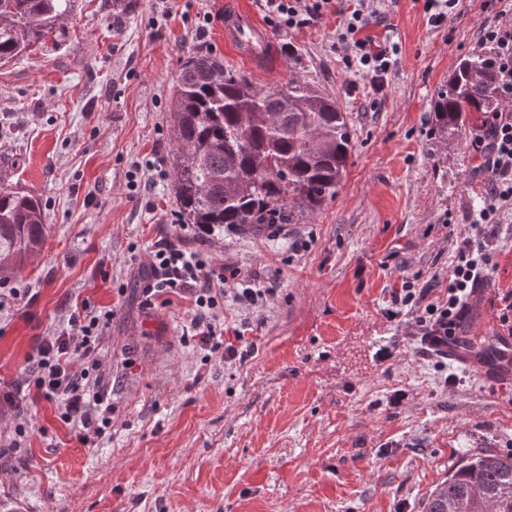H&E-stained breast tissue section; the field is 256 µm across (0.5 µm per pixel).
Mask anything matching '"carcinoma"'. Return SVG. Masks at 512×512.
<instances>
[{
  "label": "carcinoma",
  "instance_id": "obj_1",
  "mask_svg": "<svg viewBox=\"0 0 512 512\" xmlns=\"http://www.w3.org/2000/svg\"><path fill=\"white\" fill-rule=\"evenodd\" d=\"M74 0H0V63L59 31ZM498 76L488 55L465 58L438 92L440 137L465 129L473 113L497 112ZM176 145L174 190L184 220L213 233L224 225L285 220L288 199L313 209L334 193L351 153L347 117L296 79L258 89L211 54L182 65L171 87ZM37 198L0 189V277L44 245ZM423 512H512V455L485 454L456 468Z\"/></svg>",
  "mask_w": 512,
  "mask_h": 512
}]
</instances>
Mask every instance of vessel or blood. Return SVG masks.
Instances as JSON below:
<instances>
[{
  "label": "vessel or blood",
  "mask_w": 512,
  "mask_h": 512,
  "mask_svg": "<svg viewBox=\"0 0 512 512\" xmlns=\"http://www.w3.org/2000/svg\"><path fill=\"white\" fill-rule=\"evenodd\" d=\"M224 39L240 52L257 59L267 50L270 37L266 30L254 23L245 13L233 10L224 18ZM449 364L477 372L483 378L499 383L512 382V340L496 339L484 349L469 345L465 337L449 342L446 351Z\"/></svg>",
  "instance_id": "obj_1"
}]
</instances>
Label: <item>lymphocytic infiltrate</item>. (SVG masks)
Returning <instances> with one entry per match:
<instances>
[{"label":"lymphocytic infiltrate","mask_w":512,"mask_h":512,"mask_svg":"<svg viewBox=\"0 0 512 512\" xmlns=\"http://www.w3.org/2000/svg\"><path fill=\"white\" fill-rule=\"evenodd\" d=\"M365 0H351L339 40H352L360 67L371 72L373 79H383L388 69L384 48L358 39V31L366 24ZM482 43L492 46V66L498 74L500 95L512 100V23L500 22L483 28ZM470 146L481 160L480 168L487 177L486 198L473 217V234L457 245L448 270V299L445 304H424L423 294L405 288L401 305L421 307L419 325L422 340L434 349L446 347L453 339L466 314L472 293L490 277L493 242L505 215H512V113L495 112L479 133L472 136ZM151 280L146 295L186 294L192 302L187 331L200 349H224L234 358L238 349L223 347L216 334L215 308L217 289L231 284L236 302L247 306L262 305L267 291L257 287L254 278L229 282L222 272L203 260L201 252L186 247L182 238L160 241L151 263ZM111 312L85 315L74 312L69 327L46 337L37 349L33 386L36 398L58 402L61 417L71 424L81 442L104 434L112 421V399L109 392L90 385L87 371H75L74 356L89 353L93 338L101 336L111 319Z\"/></svg>","instance_id":"f902f5d3"}]
</instances>
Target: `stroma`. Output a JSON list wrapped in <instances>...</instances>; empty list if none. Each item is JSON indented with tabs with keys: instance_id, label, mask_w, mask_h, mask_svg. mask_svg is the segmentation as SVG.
<instances>
[{
	"instance_id": "35a3bbf8",
	"label": "stroma",
	"mask_w": 512,
	"mask_h": 512,
	"mask_svg": "<svg viewBox=\"0 0 512 512\" xmlns=\"http://www.w3.org/2000/svg\"><path fill=\"white\" fill-rule=\"evenodd\" d=\"M425 0H369L364 36L391 51L382 84L349 65L335 11L271 24L263 0H75L55 40L0 63V188L40 199L47 240L9 275L29 304L0 311V512H422L465 461L512 454V386L426 351L406 285L448 298L456 243L487 185L465 139L432 129L433 100L497 23L456 0L441 26ZM265 25L260 62L224 42V12ZM209 53L268 89L306 81L348 117L353 148L332 195L263 232L201 235L178 212L170 88ZM183 237L213 266L272 289L261 310L225 293L224 340L186 336L191 301L145 300L159 239ZM467 321L478 345L501 332L512 292V222ZM86 308L111 311L91 356L112 424L81 443L55 404L33 398L30 358ZM454 383H447V376ZM27 447L10 453L17 430Z\"/></svg>"
}]
</instances>
